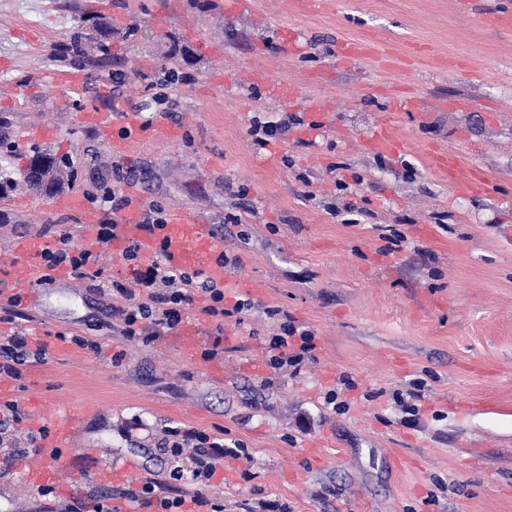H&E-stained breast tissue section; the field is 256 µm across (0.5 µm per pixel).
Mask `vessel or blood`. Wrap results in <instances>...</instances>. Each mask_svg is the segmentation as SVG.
Listing matches in <instances>:
<instances>
[{"instance_id": "obj_1", "label": "vessel or blood", "mask_w": 512, "mask_h": 512, "mask_svg": "<svg viewBox=\"0 0 512 512\" xmlns=\"http://www.w3.org/2000/svg\"><path fill=\"white\" fill-rule=\"evenodd\" d=\"M87 121L95 124L103 133V142L109 153L128 154L135 147L133 139H119L112 135V122L109 114L97 111L86 112ZM432 164L448 174L451 185L458 190L476 193L485 190L487 180L472 171L463 169L455 152L433 154ZM143 201L140 197H130L128 203L118 214L121 235L131 236L137 232ZM167 239L166 261L175 268L203 269L206 275L215 281H223L224 266L214 257L216 245L204 231L196 218L178 215L171 219L163 230ZM32 243L21 242L10 251L0 253V267L9 269L15 278L33 280L39 278L42 271L34 265L29 255ZM95 410L94 405L86 404L68 411L65 420L55 432L56 440L67 439L79 430L85 417Z\"/></svg>"}]
</instances>
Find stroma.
Listing matches in <instances>:
<instances>
[{"instance_id":"1","label":"stroma","mask_w":512,"mask_h":512,"mask_svg":"<svg viewBox=\"0 0 512 512\" xmlns=\"http://www.w3.org/2000/svg\"><path fill=\"white\" fill-rule=\"evenodd\" d=\"M295 2L238 13L230 0H0V172L19 178L47 153L62 195L115 186L197 218L229 258L225 306L255 304L240 324L191 310L145 344L118 333L103 278L34 288L0 269L20 311L0 332L48 350L22 379H0V407L52 430L66 410L97 407L61 447L53 497L29 475L40 456L10 462L0 445V512H60L107 490L92 473L129 458L160 480L191 471L190 452L162 446L173 427L239 445L202 487L224 512H512V30L457 0ZM78 31L102 48L77 53ZM350 39L372 53L344 61ZM412 43L429 55L392 69ZM448 55L463 69H440ZM173 70L190 84H167ZM47 73L83 84L45 91ZM113 105L153 115L127 155L79 120ZM290 115L301 124L282 142L255 144L252 118ZM167 123L177 137L157 139ZM382 126L401 149L368 148ZM448 149L492 190H454L430 162ZM56 197H0V252L48 224L84 245ZM269 307L315 336L299 369L267 365L280 323ZM217 339L223 353L203 359Z\"/></svg>"}]
</instances>
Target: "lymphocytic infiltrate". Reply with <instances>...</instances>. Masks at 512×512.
Instances as JSON below:
<instances>
[{
  "label": "lymphocytic infiltrate",
  "instance_id": "lymphocytic-infiltrate-1",
  "mask_svg": "<svg viewBox=\"0 0 512 512\" xmlns=\"http://www.w3.org/2000/svg\"><path fill=\"white\" fill-rule=\"evenodd\" d=\"M168 222V215L161 207L151 204L144 208L139 222L140 237L122 240V261L129 269L134 288H127L124 281L111 279L114 295L122 298V305L113 307L112 314L119 322L120 333L130 340L150 342L162 331L177 329L192 308L196 298H204V311L212 317L242 316L253 303L248 299L237 300L232 308L224 306V286L208 278L199 269H175L163 259L164 245L157 237ZM156 240L152 257H145L141 249L142 238ZM44 275L40 285L50 284L52 271L66 267L73 278L100 277L98 257L91 249L75 246L69 230L55 231L51 243L41 250ZM315 348L310 331L297 327L292 318H285L279 334L270 337L268 349L272 368L298 367L307 354ZM44 346L33 343L22 331L0 336V377L20 379L24 368L43 362ZM165 445L172 454H182L184 449L195 451V467L191 474L173 470L168 481L144 478L140 488H116L108 492L89 494L87 499H73L63 512H120L119 503L133 507L134 512H192L196 507H210L211 512H223L219 503H209L197 491L199 481L211 479L224 457L235 450L222 439L210 438L194 430L172 428Z\"/></svg>",
  "mask_w": 512,
  "mask_h": 512
}]
</instances>
